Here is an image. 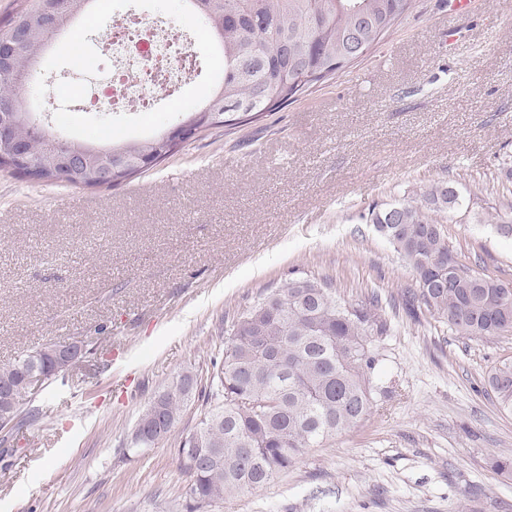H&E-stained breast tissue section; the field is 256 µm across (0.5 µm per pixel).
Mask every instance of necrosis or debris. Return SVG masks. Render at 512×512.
Here are the masks:
<instances>
[{"label":"necrosis or debris","instance_id":"obj_1","mask_svg":"<svg viewBox=\"0 0 512 512\" xmlns=\"http://www.w3.org/2000/svg\"><path fill=\"white\" fill-rule=\"evenodd\" d=\"M103 48L112 55L136 63L135 81L118 75L96 98L101 109L123 107L135 112L149 110L154 101H175L180 86L195 69L192 48L193 31H172L163 26L145 27L132 13L113 17L108 25Z\"/></svg>","mask_w":512,"mask_h":512}]
</instances>
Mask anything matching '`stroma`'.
<instances>
[{
  "instance_id": "35a3bbf8",
  "label": "stroma",
  "mask_w": 512,
  "mask_h": 512,
  "mask_svg": "<svg viewBox=\"0 0 512 512\" xmlns=\"http://www.w3.org/2000/svg\"><path fill=\"white\" fill-rule=\"evenodd\" d=\"M76 20L42 56L27 89L53 126L100 143L149 138L212 92L189 79L174 106L146 118L68 112L70 97L113 73L98 55L106 12ZM149 20L200 33L182 0H141ZM465 41L445 50L448 24ZM447 181L462 205L444 228L462 264L512 282V238L493 215L512 201V0L451 16L414 0L370 54L241 132L206 131L157 167L111 189L38 186L0 170V365L44 344L91 340L78 368L30 397L38 421L0 458V512H186L174 448L216 404L209 377L234 318L291 277L328 278L346 299L379 294L392 322L376 372L377 410L308 449L269 486L203 512H512V413L487 374L512 357V333L470 340L426 310L407 313L413 269L369 221ZM198 379L171 435L129 452L139 416L181 375Z\"/></svg>"
}]
</instances>
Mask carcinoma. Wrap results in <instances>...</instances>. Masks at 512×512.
<instances>
[{"instance_id":"carcinoma-1","label":"carcinoma","mask_w":512,"mask_h":512,"mask_svg":"<svg viewBox=\"0 0 512 512\" xmlns=\"http://www.w3.org/2000/svg\"><path fill=\"white\" fill-rule=\"evenodd\" d=\"M91 0H68L58 28L37 32L26 51L39 53L53 36L70 28ZM202 24L224 57L222 79L204 104L216 112L231 108L244 115L274 112L357 61L351 49L374 50L404 18L413 0H203ZM32 69L0 81V100L23 106L22 93ZM114 152L150 160L172 156L152 139L106 145ZM39 184L98 188L91 169L60 177L49 168L36 173ZM461 205L456 187L440 181L419 196L370 211V222L414 270L418 302L448 328L470 339L512 331V290L463 265L451 287L453 250L441 214ZM391 323L380 313V297L358 302L341 298L325 280L293 277L264 295L232 323L224 359L209 385L221 402L204 413L195 430L181 437L175 457L190 478L188 512L224 497L270 485L307 449L354 427L377 406L380 385L373 338L387 336ZM57 344L50 343L0 367V385L14 388L18 408L0 406L13 422L0 437L10 450L15 434L35 420L22 406L29 397L25 375L34 371L48 383L56 377ZM486 383L498 406L512 413V359L488 374ZM190 374L159 393L138 425L161 422L171 432L197 389Z\"/></svg>"}]
</instances>
